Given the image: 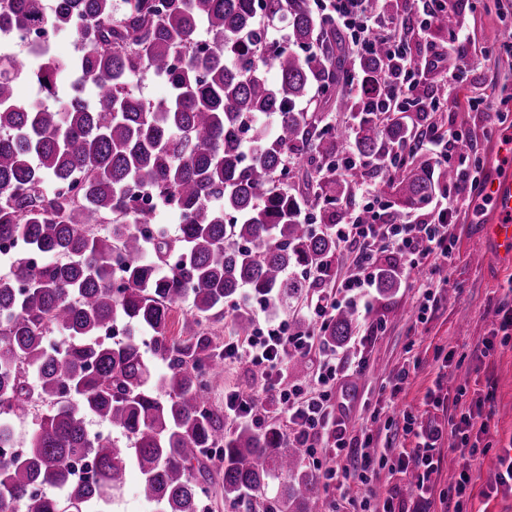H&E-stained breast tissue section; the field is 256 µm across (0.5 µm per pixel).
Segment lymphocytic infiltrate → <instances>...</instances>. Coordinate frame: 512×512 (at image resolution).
I'll return each instance as SVG.
<instances>
[{
  "mask_svg": "<svg viewBox=\"0 0 512 512\" xmlns=\"http://www.w3.org/2000/svg\"><path fill=\"white\" fill-rule=\"evenodd\" d=\"M327 2L334 7L333 20L347 32L355 58L375 52L374 34H384L389 40L391 62L382 67L377 82H370L365 76L358 80L359 86L369 87L370 101L392 100L399 105L416 101L421 91V72L414 59L401 50L406 39L403 22L371 9L370 0ZM470 50L469 35L461 24H454L447 49L433 51L429 66L436 71L440 82H458L469 71ZM471 139V130L465 124L447 133L430 124L422 133L421 144L436 163L455 173L442 201L429 212L406 216L397 224L385 223L372 201L371 185L355 184V191L366 197L367 202L349 211L334 229L337 241L354 250L355 259L343 275L333 277L325 287L313 289L307 299L306 315L324 325L344 303L371 310L380 260L387 254L398 260L399 274L422 270V278L414 283L420 314H427L439 304V293L446 282L437 278L436 273L451 262L455 221L468 200L469 188L481 183V167L466 148ZM315 349L319 350L321 361L311 384L282 386L280 375L288 361ZM224 356L262 368L266 394L265 401L260 402L243 398L236 391L229 392L225 408L244 414L256 425L273 416L284 418L297 447L333 449L336 465L325 472L326 480L341 485L386 464L395 442L394 434L381 438L366 430L360 436H350L347 416L334 399V390L343 379L355 377L364 370V357L343 363L335 347L329 346L323 337L292 334L287 321L272 319L257 324L252 335L226 336ZM495 393V383L487 382L482 393L468 405L456 408L444 430L416 429L412 416H405L403 430L414 434L416 443L410 450L401 452L399 473L414 471L419 480H426L437 465L433 448L441 438H448L450 449L461 458L448 491L457 501L470 500L472 469L487 453L483 446L489 434L485 409L493 402Z\"/></svg>",
  "mask_w": 512,
  "mask_h": 512,
  "instance_id": "f902f5d3",
  "label": "lymphocytic infiltrate"
}]
</instances>
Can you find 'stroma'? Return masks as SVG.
Instances as JSON below:
<instances>
[{
  "label": "stroma",
  "instance_id": "1",
  "mask_svg": "<svg viewBox=\"0 0 512 512\" xmlns=\"http://www.w3.org/2000/svg\"><path fill=\"white\" fill-rule=\"evenodd\" d=\"M465 23L475 47L486 46L489 31L512 25V0H471L465 10ZM460 99L481 96L493 112L502 111L505 95H512V52L501 53L469 71L462 84L454 85ZM493 219L490 205L472 199L461 211L453 249L454 259L448 267V286L438 305L428 312L425 322H418L410 279H403L393 294L376 295L368 320L359 329L373 328L371 340L362 349L367 361L365 372L355 386L345 393L349 428L397 430L396 447L410 448L413 436L401 433L403 413H411L424 427H446L447 404L433 405L427 392L435 378H442V390L456 393L459 388L473 392L485 385L486 378L497 383V394L490 408V432L497 447L512 445V339L496 346L484 358H476L474 349L482 339L496 335L497 307L503 290L512 284V257L500 256L488 227ZM410 367V378L398 397H391L388 386L403 367ZM262 382L254 376L251 364L241 361L225 363L224 376L210 393L214 405L223 406L230 391L246 397L261 398ZM440 460L424 496L408 500L411 512H448V476L460 459L447 447L436 450ZM495 456H487L473 478L474 512H512V493L484 497L483 492L494 479ZM394 480L388 470L369 474L367 484L351 483L347 490L335 484L322 486L321 512H347L350 499L363 489H371L385 498Z\"/></svg>",
  "mask_w": 512,
  "mask_h": 512
}]
</instances>
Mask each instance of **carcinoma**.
I'll list each match as a JSON object with an SVG mask.
<instances>
[{"instance_id": "1", "label": "carcinoma", "mask_w": 512, "mask_h": 512, "mask_svg": "<svg viewBox=\"0 0 512 512\" xmlns=\"http://www.w3.org/2000/svg\"><path fill=\"white\" fill-rule=\"evenodd\" d=\"M37 2L0 0V30L47 21ZM123 3L117 14L114 0H56L50 19L81 45L75 59L44 51L31 66L0 52V240L23 243L0 275V512H111L131 469L155 512H209L214 494L234 508L314 512L321 487L303 449L274 423L230 428L212 404L224 348L209 324L247 336L253 303L278 308L316 287L295 269L332 278L336 205L356 178L336 173L340 153L368 159L362 177L382 173L392 207L423 209L454 176L434 180L414 145L384 166L386 143L415 138L399 120L377 125L346 92V39L309 0ZM386 56L381 43L361 71ZM75 71L62 112L16 98L22 76L54 94ZM143 71L167 82L166 100L128 89ZM339 91L349 127L319 109ZM144 189L175 205L176 237L156 227L157 207H139ZM180 303L187 335L176 337ZM117 323L147 336L102 340ZM356 326L340 310L325 340L343 346ZM55 330L65 344L51 342ZM39 403L29 449L7 453L11 420ZM90 416L112 435L90 432ZM85 459L90 482L72 476Z\"/></svg>"}]
</instances>
